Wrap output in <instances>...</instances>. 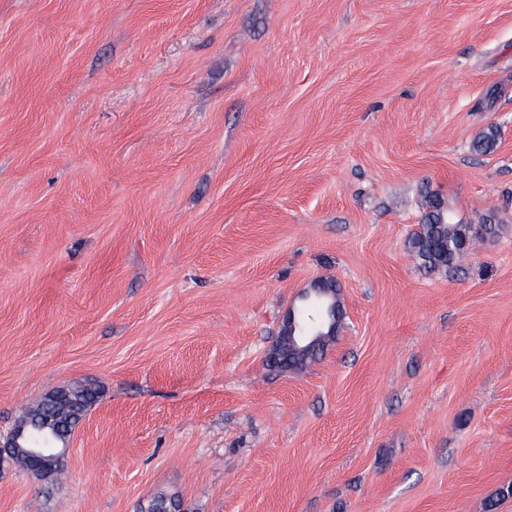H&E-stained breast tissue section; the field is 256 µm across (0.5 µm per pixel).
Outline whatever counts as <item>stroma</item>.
<instances>
[{"mask_svg": "<svg viewBox=\"0 0 512 512\" xmlns=\"http://www.w3.org/2000/svg\"><path fill=\"white\" fill-rule=\"evenodd\" d=\"M76 385L0 512H512V0H0V436ZM420 228L409 239L410 251L426 271L449 270L465 250L473 227L456 221L437 199H425ZM315 305H317L319 311L314 315H310L307 319L300 318L296 312L289 314L288 321L286 322V336H284L285 354H288V345L298 346L302 343L305 348L312 350L317 348L327 338V336H320L319 331L328 318L331 319L333 325L335 324L334 313L336 316V312L334 310H326L320 304L316 303Z\"/></svg>", "mask_w": 512, "mask_h": 512, "instance_id": "obj_1", "label": "stroma"}]
</instances>
